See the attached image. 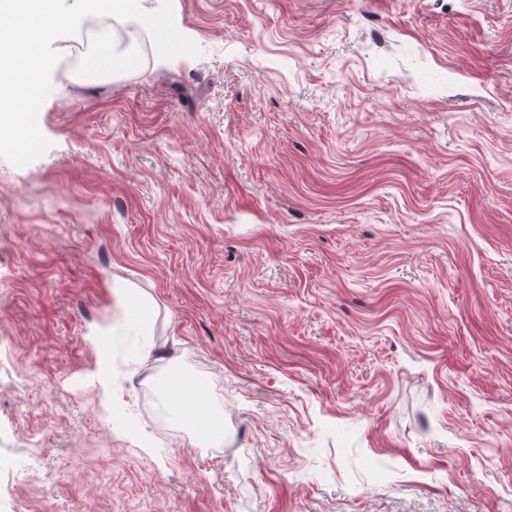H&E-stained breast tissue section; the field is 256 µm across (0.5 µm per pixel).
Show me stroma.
Returning <instances> with one entry per match:
<instances>
[{"label":"stroma","mask_w":512,"mask_h":512,"mask_svg":"<svg viewBox=\"0 0 512 512\" xmlns=\"http://www.w3.org/2000/svg\"><path fill=\"white\" fill-rule=\"evenodd\" d=\"M172 6L0 157V512H512V0ZM170 394L177 401V409L175 407L174 402L169 399L170 408L174 411V413L177 415V417L180 419L181 422H185L189 425L194 426L199 431V433H201L204 436H215V435L219 434V432H220V422L218 420L219 417L211 411L209 403L206 399V396L203 394L202 388L200 385H199V396L198 397H195L193 395H188L185 398L187 400L195 401V407L199 408L210 419V421L216 425L215 428L200 430L196 424V421L194 419H192L190 416H188L187 413L185 412L184 402L182 400H177V395H175L174 393L170 392Z\"/></svg>","instance_id":"1"}]
</instances>
